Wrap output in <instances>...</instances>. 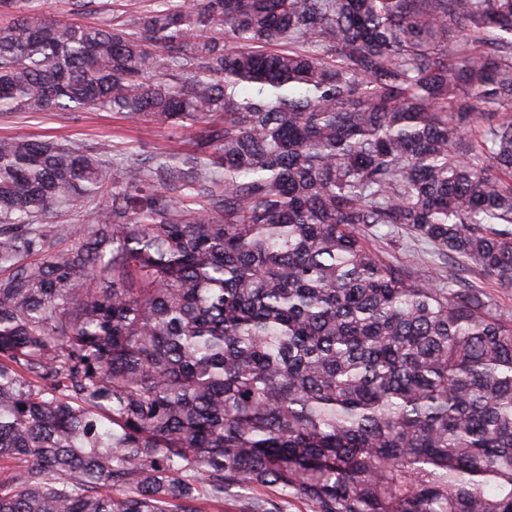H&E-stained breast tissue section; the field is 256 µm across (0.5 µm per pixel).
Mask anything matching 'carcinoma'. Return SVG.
Returning <instances> with one entry per match:
<instances>
[{
  "mask_svg": "<svg viewBox=\"0 0 512 512\" xmlns=\"http://www.w3.org/2000/svg\"><path fill=\"white\" fill-rule=\"evenodd\" d=\"M39 2L0 112L194 141L0 137V512H512V324L364 235L512 288V0ZM43 15L51 18H65L77 23H94L106 20L122 19L126 11L145 9L152 4L146 0H96L99 4L98 12L95 14H86L83 11L73 10L75 8L72 2L75 0H41ZM56 137L79 146L109 142L119 148L177 152L190 148L191 134L107 111L0 113V136Z\"/></svg>",
  "mask_w": 512,
  "mask_h": 512,
  "instance_id": "cac0c4a2",
  "label": "carcinoma"
}]
</instances>
